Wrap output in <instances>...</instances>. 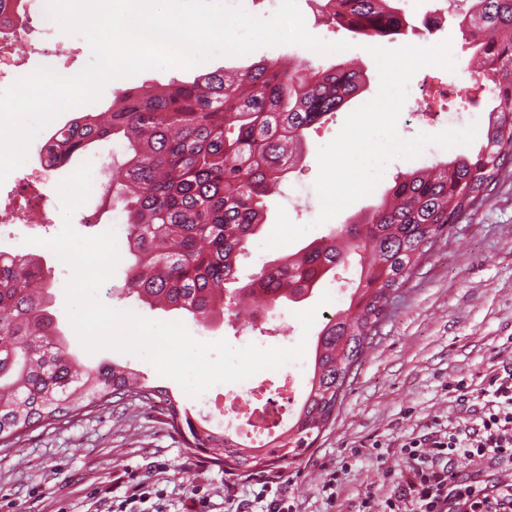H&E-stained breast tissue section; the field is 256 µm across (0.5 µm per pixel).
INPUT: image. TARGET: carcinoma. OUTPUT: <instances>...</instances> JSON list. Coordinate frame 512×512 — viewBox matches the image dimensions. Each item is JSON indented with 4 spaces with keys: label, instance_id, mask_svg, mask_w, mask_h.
<instances>
[{
    "label": "carcinoma",
    "instance_id": "cac0c4a2",
    "mask_svg": "<svg viewBox=\"0 0 512 512\" xmlns=\"http://www.w3.org/2000/svg\"><path fill=\"white\" fill-rule=\"evenodd\" d=\"M323 9L366 43L400 34L406 22L393 0H325ZM465 20L474 64L467 99L477 107L483 93L492 102L478 151L397 174L379 204L227 296L238 258L267 224L271 196L301 160L305 131L360 95L366 71L307 60L216 70L161 90H118L112 108L51 133L41 156L51 172L94 142L124 141L126 239L135 258L126 286L149 304L201 324L230 304L237 315L267 321L283 301L320 287L350 254L360 256L361 271L348 309L318 334L309 389L291 424L250 446L196 424L168 390L127 365L75 359L49 311L40 264L0 253V451L122 400L161 405L187 450L239 475L289 465L312 448L373 348L390 295L450 225L512 175V0H473Z\"/></svg>",
    "mask_w": 512,
    "mask_h": 512
}]
</instances>
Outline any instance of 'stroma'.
<instances>
[{
	"instance_id": "stroma-1",
	"label": "stroma",
	"mask_w": 512,
	"mask_h": 512,
	"mask_svg": "<svg viewBox=\"0 0 512 512\" xmlns=\"http://www.w3.org/2000/svg\"><path fill=\"white\" fill-rule=\"evenodd\" d=\"M297 5L311 34L327 42H348V49L320 55L299 45L282 44L244 56L215 58L208 62L207 71L244 70L263 60L285 63L304 58L325 67L354 62L367 71L369 80L348 110L370 101L378 91L379 75L363 42L326 24L318 0H297ZM404 9L409 21L405 34L382 39V46L425 47L445 42L456 65L452 72L428 66L412 77V85L433 83L440 94L426 112L421 111L420 100H406L398 133L411 139L447 129L446 93L465 92L472 73L461 51L460 12L445 9L443 0H406ZM433 15L439 16V24L426 27L424 18ZM196 73L193 67H174L115 79L90 109H107L116 90L185 81ZM347 112H337L334 119L308 130L304 156L283 178L265 232H272L275 211L281 208L291 221L307 226L301 241L309 243L378 204L397 173L473 151L469 145L448 150L431 146L416 159L392 161L372 194L322 223L315 188L317 151L338 134ZM86 212L97 213L96 224H83ZM71 223L76 232L88 237L110 229L116 233L120 260L99 291L104 304L151 320L183 322L195 339L205 343L225 341L241 348L252 342L280 349L287 335L292 343H304L305 357H312L316 336L303 334L298 313L316 310L314 325L322 327L327 318L347 307L357 279V263L337 266L323 289L314 290L301 302L282 303L264 329L229 312L203 327L184 312L152 308L127 292L126 276L134 258L126 245L121 198L104 206L99 196H90ZM60 230V225L43 219L35 225L0 223V252L39 259L51 283L50 311L71 353L91 367L105 360L128 365L144 374L150 384L168 388L193 421L201 422L207 413L197 400L174 380L160 376L151 363L109 349L91 354L82 347L65 308L70 270L44 245ZM326 292L332 301L324 306L320 299ZM388 310L374 347L350 377L335 421L295 464L270 471L294 512H362L369 498L375 512H382L394 489L384 472L390 466L400 467L402 446L468 417L473 407L482 406L489 379L512 370V177L442 234L433 251L393 294ZM333 474L338 477V489L330 500L322 485ZM261 479L258 473L225 472L204 453L187 451L160 408L126 402L55 428L38 429L15 448L0 453V512H112L113 501L143 483L150 485L154 496L142 504V512H182L194 498L202 500L203 512H236L244 504L249 512H261V505L254 501Z\"/></svg>"
}]
</instances>
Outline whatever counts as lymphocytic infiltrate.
I'll return each instance as SVG.
<instances>
[{
	"label": "lymphocytic infiltrate",
	"mask_w": 512,
	"mask_h": 512,
	"mask_svg": "<svg viewBox=\"0 0 512 512\" xmlns=\"http://www.w3.org/2000/svg\"><path fill=\"white\" fill-rule=\"evenodd\" d=\"M489 386L490 400L464 422L431 440L403 446L404 466L383 512H448L452 499L461 512H512V485L448 492L454 460L493 459L512 466V373L492 377Z\"/></svg>",
	"instance_id": "f902f5d3"
}]
</instances>
